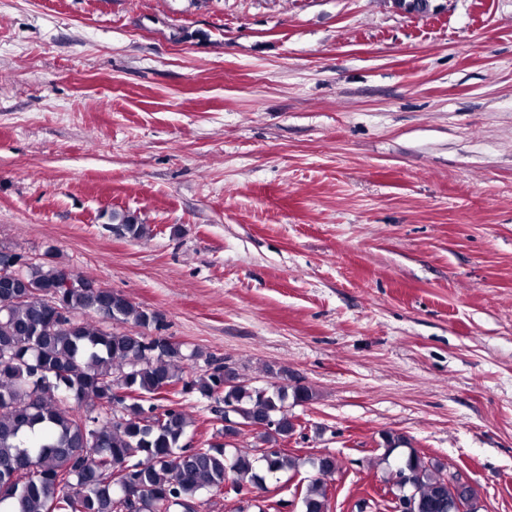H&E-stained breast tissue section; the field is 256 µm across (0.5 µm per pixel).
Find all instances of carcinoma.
<instances>
[{
  "label": "carcinoma",
  "instance_id": "carcinoma-1",
  "mask_svg": "<svg viewBox=\"0 0 512 512\" xmlns=\"http://www.w3.org/2000/svg\"><path fill=\"white\" fill-rule=\"evenodd\" d=\"M124 235L150 232L132 215L113 214ZM24 287L0 288V512H124L132 496L140 512H174L224 488L266 490L268 476L295 467L280 445L296 431L283 409L312 401L304 384L265 395L237 380L213 355L183 352L167 336L106 329L78 315L160 329L158 316L123 294L53 264L14 254ZM72 280L83 287H69ZM206 370L187 376L186 362ZM195 393L223 402L263 447L229 457L202 440L184 444L189 417L169 396ZM319 478L300 493L303 512H329L323 478L338 470L314 462ZM447 467L411 451L392 475L390 492L413 512H448Z\"/></svg>",
  "mask_w": 512,
  "mask_h": 512
}]
</instances>
